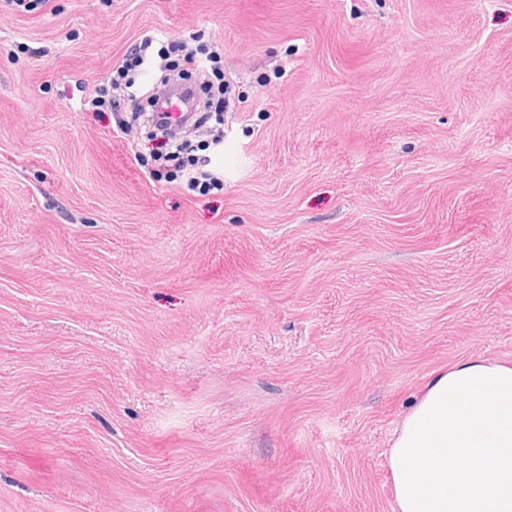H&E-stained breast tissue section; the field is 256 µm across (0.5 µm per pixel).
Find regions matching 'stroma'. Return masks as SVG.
I'll return each mask as SVG.
<instances>
[{
    "label": "stroma",
    "instance_id": "stroma-1",
    "mask_svg": "<svg viewBox=\"0 0 512 512\" xmlns=\"http://www.w3.org/2000/svg\"><path fill=\"white\" fill-rule=\"evenodd\" d=\"M223 54L224 188L128 104ZM512 365V0H0V512H394L433 373ZM165 44L162 45V53L168 55H181L187 63L192 64L196 67L199 74L203 77H207L210 71L214 72L217 64L221 60V53L219 49L214 46L209 49H193L188 46L187 43L179 40H170L162 34H148L144 35L139 44L130 52L132 67H140L144 65L153 50L154 44ZM117 79L110 78L106 87L95 88L92 93L85 96L81 101L80 107L92 112H105L107 109L112 110V89L115 88L119 79L124 77L122 71H117ZM209 156L194 158L189 164L177 163L174 165L180 173L182 183L189 188L213 187L224 188V174L212 167Z\"/></svg>",
    "mask_w": 512,
    "mask_h": 512
}]
</instances>
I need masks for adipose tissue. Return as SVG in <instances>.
Instances as JSON below:
<instances>
[{
  "mask_svg": "<svg viewBox=\"0 0 512 512\" xmlns=\"http://www.w3.org/2000/svg\"><path fill=\"white\" fill-rule=\"evenodd\" d=\"M387 462L396 512H512V366L471 357L433 374Z\"/></svg>",
  "mask_w": 512,
  "mask_h": 512,
  "instance_id": "1",
  "label": "adipose tissue"
}]
</instances>
